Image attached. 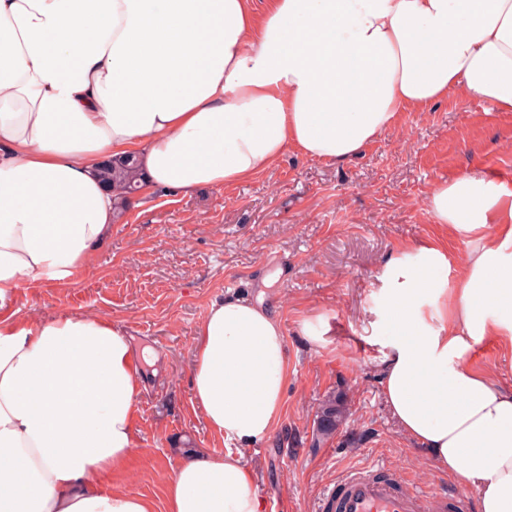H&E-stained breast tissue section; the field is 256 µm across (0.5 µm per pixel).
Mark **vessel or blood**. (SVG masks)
<instances>
[{
  "label": "vessel or blood",
  "instance_id": "obj_1",
  "mask_svg": "<svg viewBox=\"0 0 512 512\" xmlns=\"http://www.w3.org/2000/svg\"><path fill=\"white\" fill-rule=\"evenodd\" d=\"M456 489L440 494L408 487L403 475L376 462L346 471L328 489L320 512H462Z\"/></svg>",
  "mask_w": 512,
  "mask_h": 512
}]
</instances>
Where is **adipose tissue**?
Here are the masks:
<instances>
[{
	"mask_svg": "<svg viewBox=\"0 0 512 512\" xmlns=\"http://www.w3.org/2000/svg\"><path fill=\"white\" fill-rule=\"evenodd\" d=\"M452 90L512 112V0H0V512H154L117 481L143 389L127 331L8 309L71 284L110 236L102 161L136 156L149 189L229 186L290 147L349 160ZM427 212L468 250L430 238L387 259L381 391L475 512H512V389L470 358L512 345V184L466 172ZM287 362L263 297L211 304L193 400L235 448L166 472V512H264L241 451L274 432Z\"/></svg>",
	"mask_w": 512,
	"mask_h": 512,
	"instance_id": "obj_1",
	"label": "adipose tissue"
}]
</instances>
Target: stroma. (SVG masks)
<instances>
[{"label":"stroma","mask_w":512,"mask_h":512,"mask_svg":"<svg viewBox=\"0 0 512 512\" xmlns=\"http://www.w3.org/2000/svg\"><path fill=\"white\" fill-rule=\"evenodd\" d=\"M512 181V112L459 92L421 112H399L361 154L337 164L287 149L268 171L228 187L137 195L112 226L89 271L74 284L18 293L13 310L44 318L98 313L159 354L136 404L134 448L123 483L165 512L163 475L184 451L226 452L207 427L189 381L195 332L211 303L275 279L266 302L281 318L288 386L281 420L267 440L243 449L259 493L277 491L265 512H316L347 470L380 460L412 486L438 492L456 480L432 468L391 418L380 390L385 353L381 276L400 245L447 239L426 212L439 183L467 171ZM320 332L311 340L305 325ZM473 365L512 388V347L477 345ZM344 394L348 417L314 443L319 405Z\"/></svg>","instance_id":"stroma-1"}]
</instances>
